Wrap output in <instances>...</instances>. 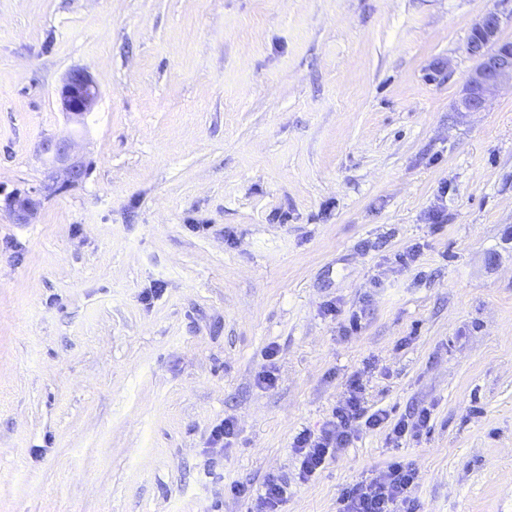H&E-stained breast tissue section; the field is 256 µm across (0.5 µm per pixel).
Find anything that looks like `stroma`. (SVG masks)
Returning a JSON list of instances; mask_svg holds the SVG:
<instances>
[{
	"label": "stroma",
	"instance_id": "stroma-1",
	"mask_svg": "<svg viewBox=\"0 0 512 512\" xmlns=\"http://www.w3.org/2000/svg\"><path fill=\"white\" fill-rule=\"evenodd\" d=\"M488 10L512 42V0H0V512H336L395 457L408 512H512V87L454 110ZM48 138L87 174L14 223ZM354 380L427 425L301 478ZM98 98V89L84 71H72L59 91L62 111L66 115L82 119L90 112ZM41 201L32 194L14 193L7 196V207L14 223L30 224L35 218ZM235 433V422L229 418H224L213 426L210 433L208 455L214 464L224 458V439H229ZM288 495V487L282 481L269 478L257 495L256 512H277L280 503Z\"/></svg>",
	"mask_w": 512,
	"mask_h": 512
}]
</instances>
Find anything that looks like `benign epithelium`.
Listing matches in <instances>:
<instances>
[{"label": "benign epithelium", "instance_id": "1", "mask_svg": "<svg viewBox=\"0 0 512 512\" xmlns=\"http://www.w3.org/2000/svg\"><path fill=\"white\" fill-rule=\"evenodd\" d=\"M501 15L489 10L477 18L472 26L473 38L467 52L475 60L474 67L465 75L455 111L482 112L499 90L512 85V44L501 40ZM98 98V89L91 77L83 71L71 72L59 91L62 111L80 119L91 111ZM42 152L49 156L68 182L82 180L87 169L83 159L74 151L69 139H47ZM41 201L32 194L14 193L7 196V207L16 224H29L35 218Z\"/></svg>", "mask_w": 512, "mask_h": 512}]
</instances>
